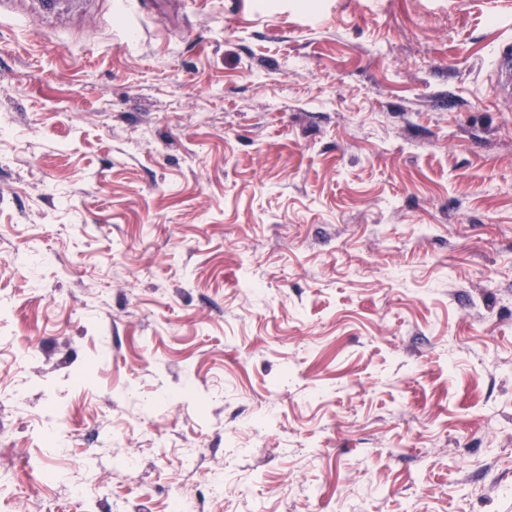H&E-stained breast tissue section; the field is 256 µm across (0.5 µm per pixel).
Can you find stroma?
I'll return each instance as SVG.
<instances>
[{
  "label": "stroma",
  "instance_id": "1",
  "mask_svg": "<svg viewBox=\"0 0 512 512\" xmlns=\"http://www.w3.org/2000/svg\"><path fill=\"white\" fill-rule=\"evenodd\" d=\"M14 2L0 512H512V8ZM494 77L500 94L507 100L512 95V45L505 44L497 53Z\"/></svg>",
  "mask_w": 512,
  "mask_h": 512
}]
</instances>
